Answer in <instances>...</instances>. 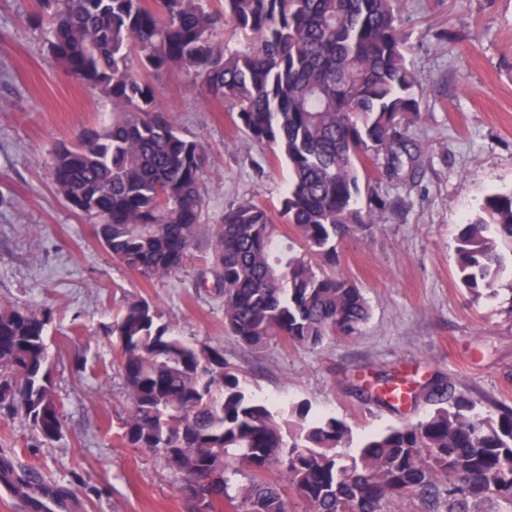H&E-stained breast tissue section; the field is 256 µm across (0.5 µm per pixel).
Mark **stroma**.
Segmentation results:
<instances>
[{
    "instance_id": "35a3bbf8",
    "label": "stroma",
    "mask_w": 512,
    "mask_h": 512,
    "mask_svg": "<svg viewBox=\"0 0 512 512\" xmlns=\"http://www.w3.org/2000/svg\"><path fill=\"white\" fill-rule=\"evenodd\" d=\"M397 7L419 83L422 117L409 135L420 156L396 177L379 164L368 168L360 207L378 197L394 205L377 211V227L339 247L338 269L368 298L371 317L355 337H333L314 351L282 339L255 351L225 337L221 298L194 286L196 261L146 281L112 260L92 225L57 194L49 152L111 106L62 71L41 28L23 23L37 12L35 0H0V304L51 310L49 356L66 418L53 444L0 421V459L15 475L67 489L75 512H191L168 463L117 437L128 398L103 326L136 298L158 304L186 340L223 346L257 397L309 403L344 421L356 442L434 409L422 397L396 411L366 402L361 384L383 372L410 386L437 376L482 408L512 406V291L474 301L455 265L460 224L489 192L512 190V0ZM155 85L181 129L205 141L206 223H220L225 207L242 200L278 211L285 162L178 75Z\"/></svg>"
}]
</instances>
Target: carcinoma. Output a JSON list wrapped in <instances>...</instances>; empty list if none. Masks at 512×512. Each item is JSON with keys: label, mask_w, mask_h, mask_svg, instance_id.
I'll return each mask as SVG.
<instances>
[{"label": "carcinoma", "mask_w": 512, "mask_h": 512, "mask_svg": "<svg viewBox=\"0 0 512 512\" xmlns=\"http://www.w3.org/2000/svg\"><path fill=\"white\" fill-rule=\"evenodd\" d=\"M46 45L60 66L112 106V121L83 127L51 154L56 192L95 228L106 253L141 277L166 278L211 251L196 287L223 296L224 328L260 349L271 339L316 350L369 320L362 290L336 272L338 246L370 229L357 207L366 163L397 175L415 165L408 129L420 119L394 0H38ZM231 26L242 41L217 38ZM179 73L207 102L289 166L278 215L298 245L281 244L272 213L251 201L202 224L207 155L161 105L152 77ZM456 268L472 298L512 288V192L486 195L460 225ZM52 312L0 305V419L42 442L65 431L48 352ZM114 338L129 410L119 436L175 471L194 512H512V406L485 413L438 379L423 388L434 410L365 438L351 429L248 394L224 347L185 341L146 299L104 325ZM395 378L380 374L366 400L397 408ZM412 392L411 397L421 395ZM276 469L282 482L266 474Z\"/></svg>", "instance_id": "cac0c4a2"}]
</instances>
